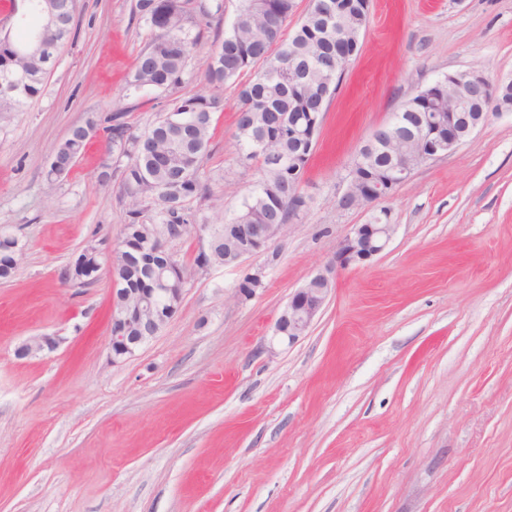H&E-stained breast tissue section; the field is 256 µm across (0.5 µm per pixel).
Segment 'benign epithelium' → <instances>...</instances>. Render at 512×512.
<instances>
[{"instance_id":"7a95c632","label":"benign epithelium","mask_w":512,"mask_h":512,"mask_svg":"<svg viewBox=\"0 0 512 512\" xmlns=\"http://www.w3.org/2000/svg\"><path fill=\"white\" fill-rule=\"evenodd\" d=\"M42 16V28L35 40L38 51L46 53L45 31L58 27V20L45 12L42 4H36ZM448 83L459 85L460 91L448 98V113H434L429 124L413 134L414 154L399 150L402 141L398 126L389 122L380 125L367 140L369 147H380L390 155L391 165L375 171L365 160L352 166L347 186L338 198L342 209L359 208L377 200L386 199L393 189L406 182L420 165L447 157L470 137L480 126L481 117L476 113H464L465 103H474L491 109L506 102L512 85L493 79L479 70H466L448 75ZM234 247L224 256V265L238 266L244 260L266 251L269 245L287 232V224H236ZM396 225L382 224L376 220L371 224H354L349 232L336 243L330 261L323 270L312 276L296 289L281 310L274 327L272 340L292 344L302 336L325 305L339 272L359 266L381 254L392 239ZM181 282L171 283L161 273L154 274L153 288H125L119 307L112 308V334L109 350L112 363L118 364L132 357L136 350L154 337L179 311L191 276L182 264H177ZM262 271L248 272L239 285L238 296L247 298L256 285L261 283ZM145 322L149 330L140 336L128 334L133 324ZM56 343L53 336H32L15 349V357L26 359L52 349Z\"/></svg>"}]
</instances>
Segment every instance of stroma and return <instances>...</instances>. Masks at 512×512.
Here are the masks:
<instances>
[{
	"label": "stroma",
	"mask_w": 512,
	"mask_h": 512,
	"mask_svg": "<svg viewBox=\"0 0 512 512\" xmlns=\"http://www.w3.org/2000/svg\"><path fill=\"white\" fill-rule=\"evenodd\" d=\"M133 4L78 0L42 95L0 120V231L25 248L0 280V512H512V112L390 198L337 205L359 147L416 87L468 69L512 78V0H372L301 184L306 210L269 254L195 274L179 312L115 364L109 273L85 287L63 274L87 245L120 241L126 160L99 135L55 184L45 173L73 125L124 110L140 132L169 110L176 93L127 88L150 38ZM239 7L190 0L189 23H208L180 91L205 89ZM222 95L201 172L222 198L211 224L259 177L236 145L238 89ZM377 216L396 227L387 249L267 351L289 296ZM248 267L264 277L240 299ZM40 335L55 349L15 358Z\"/></svg>",
	"instance_id": "stroma-1"
}]
</instances>
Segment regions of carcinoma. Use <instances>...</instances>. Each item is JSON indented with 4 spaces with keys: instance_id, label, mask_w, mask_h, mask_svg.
<instances>
[{
    "instance_id": "cac0c4a2",
    "label": "carcinoma",
    "mask_w": 512,
    "mask_h": 512,
    "mask_svg": "<svg viewBox=\"0 0 512 512\" xmlns=\"http://www.w3.org/2000/svg\"><path fill=\"white\" fill-rule=\"evenodd\" d=\"M11 11L25 16L22 24L0 23V76L21 62L28 71L23 95L17 100L0 98V113L21 112L39 97L50 63L74 37L76 0H50L51 8L67 17L58 32L49 35L46 56L18 52L39 26L33 0H9ZM189 0H136L134 12L151 32V40L135 59L130 88L172 90L183 82L190 49L199 34L186 26ZM296 0H242L231 31L216 46L206 66L208 90L176 98L170 111L183 117L178 132L164 127L167 115L159 116L147 129L136 132L115 112L103 127L112 151L128 159L122 171L128 223L123 228L125 253L147 250L162 235L164 224H194L196 214L187 204L199 200L214 206L217 195L201 177L208 157L211 128L216 113L223 111V98L214 93L241 74L261 67L254 78L239 85L241 102L236 138L242 158L258 165L260 179L246 198L235 224H290L297 215L289 198L304 197L300 189L307 156L320 132L324 114L333 100L343 71L336 60L356 56L368 20L362 0H317L298 20L292 36L283 28L296 14ZM456 87L426 86L410 98L402 110L400 130L411 135L427 114L448 111V93ZM88 137L84 126L72 128L54 150L64 162L82 154ZM231 223V224H233ZM231 224L213 225L216 247L206 258L210 265H224V241ZM101 272L100 251L79 253L67 270V278L79 285L97 281ZM122 288H141L150 275L114 269Z\"/></svg>"
}]
</instances>
